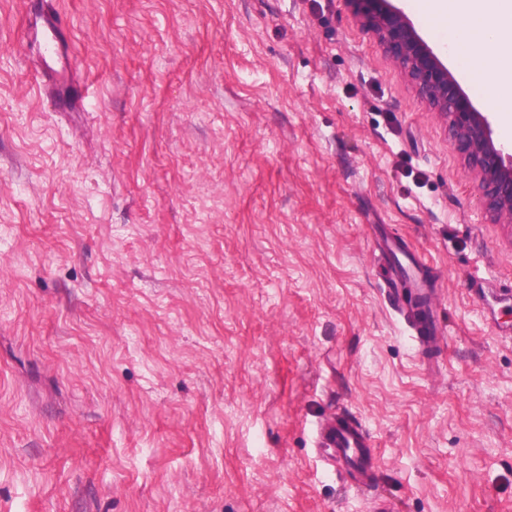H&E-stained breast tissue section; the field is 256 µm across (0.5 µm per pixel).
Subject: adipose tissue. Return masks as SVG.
I'll return each instance as SVG.
<instances>
[{"label": "adipose tissue", "instance_id": "1", "mask_svg": "<svg viewBox=\"0 0 512 512\" xmlns=\"http://www.w3.org/2000/svg\"><path fill=\"white\" fill-rule=\"evenodd\" d=\"M432 18L448 23L455 59L468 77L480 79L512 127V59L500 47L512 41V0H427Z\"/></svg>", "mask_w": 512, "mask_h": 512}]
</instances>
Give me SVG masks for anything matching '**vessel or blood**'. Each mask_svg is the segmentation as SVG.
<instances>
[{
	"label": "vessel or blood",
	"mask_w": 512,
	"mask_h": 512,
	"mask_svg": "<svg viewBox=\"0 0 512 512\" xmlns=\"http://www.w3.org/2000/svg\"><path fill=\"white\" fill-rule=\"evenodd\" d=\"M48 56L46 68H53L55 59L63 57L64 48L59 24L53 19L45 21ZM389 282L387 298L394 310L413 329L414 338L421 351L430 350L439 338L441 329L431 306L433 290L422 276L419 260L410 264H395L387 268ZM319 448L329 449L328 461L335 471H347L361 481L360 492L369 493L378 488V460L374 455L369 432L356 420L334 414L321 420L315 432Z\"/></svg>",
	"instance_id": "vessel-or-blood-1"
}]
</instances>
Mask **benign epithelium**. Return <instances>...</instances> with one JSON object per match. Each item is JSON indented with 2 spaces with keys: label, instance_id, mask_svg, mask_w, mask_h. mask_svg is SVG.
<instances>
[{
  "label": "benign epithelium",
  "instance_id": "obj_1",
  "mask_svg": "<svg viewBox=\"0 0 512 512\" xmlns=\"http://www.w3.org/2000/svg\"><path fill=\"white\" fill-rule=\"evenodd\" d=\"M362 28L406 75L451 132L464 171L477 184L478 204L495 224H512V148L496 136L492 117L478 112L458 80L390 0H346Z\"/></svg>",
  "mask_w": 512,
  "mask_h": 512
}]
</instances>
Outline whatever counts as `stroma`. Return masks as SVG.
<instances>
[{
  "label": "stroma",
  "mask_w": 512,
  "mask_h": 512,
  "mask_svg": "<svg viewBox=\"0 0 512 512\" xmlns=\"http://www.w3.org/2000/svg\"><path fill=\"white\" fill-rule=\"evenodd\" d=\"M56 2L38 81L0 0V512H375L313 446L336 410L397 512H512V228L346 0ZM45 32L46 40L45 44L48 50V58H45V66L51 71H55L54 62L55 59L64 57V48L61 39L60 25L50 18H45ZM418 259L410 260L409 266L401 262L386 270L389 281L387 298L394 310L413 329L414 338L422 352L430 350L439 338L441 329L433 315V289L421 275ZM428 309V310H427Z\"/></svg>",
  "instance_id": "1"
}]
</instances>
